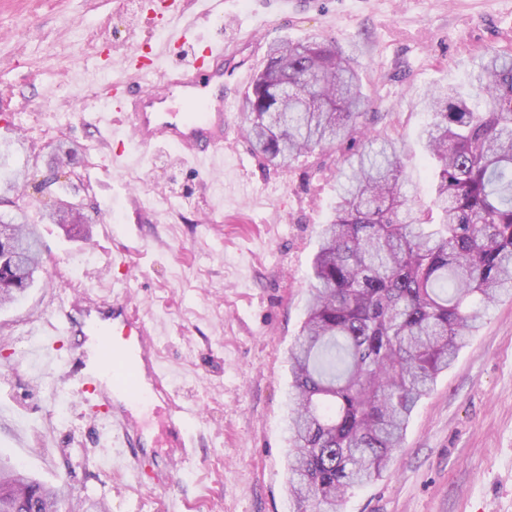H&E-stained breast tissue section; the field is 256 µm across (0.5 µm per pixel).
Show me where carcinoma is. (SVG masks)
<instances>
[{
  "mask_svg": "<svg viewBox=\"0 0 512 512\" xmlns=\"http://www.w3.org/2000/svg\"><path fill=\"white\" fill-rule=\"evenodd\" d=\"M368 97L335 42L270 45L245 94L256 156L289 167L331 144L357 142L336 167L333 214L321 226L305 319L288 351V492L294 512H341L349 490L395 461L408 423L437 377L512 294V50L486 52L469 89L446 85L426 103L424 148L434 194L403 190L400 149L378 138ZM66 199L43 224H79ZM21 243V279L43 267L41 233L23 208L0 216ZM0 270V308L34 277ZM58 489L0 458V512H59Z\"/></svg>",
  "mask_w": 512,
  "mask_h": 512,
  "instance_id": "carcinoma-1",
  "label": "carcinoma"
}]
</instances>
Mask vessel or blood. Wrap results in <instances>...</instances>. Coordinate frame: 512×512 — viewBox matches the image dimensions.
Listing matches in <instances>:
<instances>
[{
    "instance_id": "vessel-or-blood-1",
    "label": "vessel or blood",
    "mask_w": 512,
    "mask_h": 512,
    "mask_svg": "<svg viewBox=\"0 0 512 512\" xmlns=\"http://www.w3.org/2000/svg\"><path fill=\"white\" fill-rule=\"evenodd\" d=\"M219 2L205 0L195 21L173 26L182 55L162 70L159 88L134 91L121 80L112 84L113 96L120 111L128 114L130 131L138 144L172 147L206 168L224 160V103L219 100L209 104L202 113H184L177 106L202 100L208 92L224 88L223 47L209 44L200 52L193 45L197 22L207 20ZM62 325L78 336L87 330L97 331L102 350L94 360L80 346L67 358L42 351L38 359L43 370L63 373L76 393L94 392L103 401L108 395L98 391V376L121 373L125 376L123 388L134 390L142 402L161 400L169 374L154 355L153 329L130 309L126 298L80 296L70 304ZM164 403L172 427L174 456L179 459L187 452L185 431L192 411L170 400ZM108 426L123 459H137L142 451L141 431L124 410H113Z\"/></svg>"
}]
</instances>
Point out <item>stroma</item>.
Wrapping results in <instances>:
<instances>
[{"instance_id": "obj_1", "label": "stroma", "mask_w": 512, "mask_h": 512, "mask_svg": "<svg viewBox=\"0 0 512 512\" xmlns=\"http://www.w3.org/2000/svg\"><path fill=\"white\" fill-rule=\"evenodd\" d=\"M169 14L147 0H0V142L23 147L0 167L50 177L58 143L69 176L44 198L81 205L90 233L42 227L47 262L16 306L0 310V455L61 486L60 512H292L288 494V350L305 317L318 232L336 200L330 149L292 168L263 162L228 97L224 165L203 170L170 147L145 148L115 125L114 80L129 59L166 64ZM224 41V83L258 70L276 40L332 37L377 117L398 140L410 195L431 196L419 134L424 92L464 82L489 49H512V0H223L195 31ZM42 197V198H43ZM112 235L100 236L102 225ZM127 291L156 327L155 348L180 399L196 406L193 445L174 483L153 486L171 453L163 404L140 408L141 472L111 458L105 411L63 390L32 353L73 339L59 318L82 293ZM343 512H512V297L491 306L419 403L396 464L354 488Z\"/></svg>"}]
</instances>
